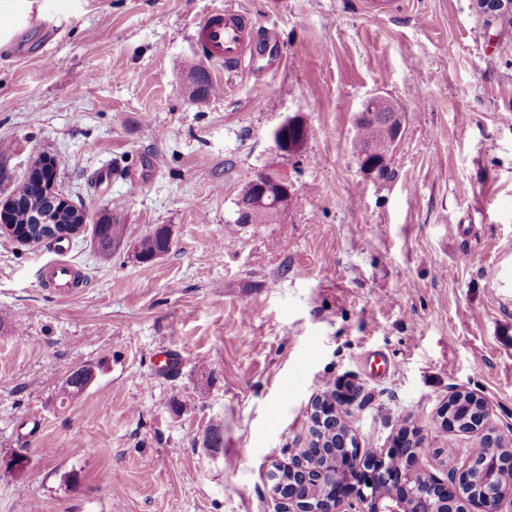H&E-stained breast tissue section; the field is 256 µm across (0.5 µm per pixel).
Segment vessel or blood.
<instances>
[{
	"instance_id": "obj_1",
	"label": "vessel or blood",
	"mask_w": 512,
	"mask_h": 512,
	"mask_svg": "<svg viewBox=\"0 0 512 512\" xmlns=\"http://www.w3.org/2000/svg\"><path fill=\"white\" fill-rule=\"evenodd\" d=\"M256 28V22L247 14L228 7L201 19L197 25L198 45L210 61L228 70H241L255 54L253 33ZM40 284L71 292L79 288L80 277L69 264L59 262L46 270Z\"/></svg>"
}]
</instances>
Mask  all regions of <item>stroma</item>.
Returning a JSON list of instances; mask_svg holds the SVG:
<instances>
[{"mask_svg":"<svg viewBox=\"0 0 512 512\" xmlns=\"http://www.w3.org/2000/svg\"><path fill=\"white\" fill-rule=\"evenodd\" d=\"M39 0L0 48V194L54 154L89 215L168 253L99 258L0 237V512H274L268 473L314 395L360 388L347 420L382 452L406 423L446 476L471 438L435 427L457 389L512 432V23L474 0ZM231 6L266 29L259 75L199 51ZM205 70L217 92L187 88ZM404 116L389 178L352 150L371 92ZM308 139L279 156L273 132ZM293 186L277 224H234L267 165ZM64 260L85 286L41 287ZM180 360L164 372L158 352ZM96 379L64 400L66 376ZM224 445L206 448L211 425ZM27 458L20 472L11 458ZM285 128V129H284ZM284 129L285 132H287V137H282L279 140V143L282 147H284L286 150H292V139L296 143H298L302 137L303 133L307 131V126L305 122L298 116L289 117L286 119L282 124L279 125V127L275 130L276 133H280ZM170 243L169 230L167 225L164 224L154 225L153 228L137 240V245L140 249V256H142L145 261L152 257V260L157 259L159 256L156 254L158 253H168L170 250Z\"/></svg>","mask_w":512,"mask_h":512,"instance_id":"35a3bbf8","label":"stroma"}]
</instances>
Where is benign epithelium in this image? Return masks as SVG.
<instances>
[{
    "label": "benign epithelium",
    "mask_w": 512,
    "mask_h": 512,
    "mask_svg": "<svg viewBox=\"0 0 512 512\" xmlns=\"http://www.w3.org/2000/svg\"><path fill=\"white\" fill-rule=\"evenodd\" d=\"M478 12L487 25L512 22V0H476ZM362 112H382L403 129L402 116L394 102L375 92L361 103ZM285 131L282 147L292 149L307 131L298 116L286 119L276 132ZM33 180L49 195L51 211L35 215L36 223L53 225L61 216L74 224L73 236L82 234L89 223L87 210L76 203L60 183L59 162L46 154ZM252 208L265 204L270 192L284 199L292 196V187L267 184L264 174L248 182ZM13 194L0 197V236L20 245H33L34 239L13 223ZM357 398L356 390L345 384L317 395L310 404V415L318 421L321 434L336 440L346 449L344 458H332L329 448H310L299 441L288 460L276 464L272 474L273 497L278 512H503L512 506V435L490 425L491 410L481 396L457 390L442 406L436 425L473 437L483 448L481 455L466 454L463 464L448 478L416 467V449L420 435L408 433L397 438L383 454L366 455L358 447L346 420L348 407Z\"/></svg>",
    "instance_id": "obj_1"
}]
</instances>
